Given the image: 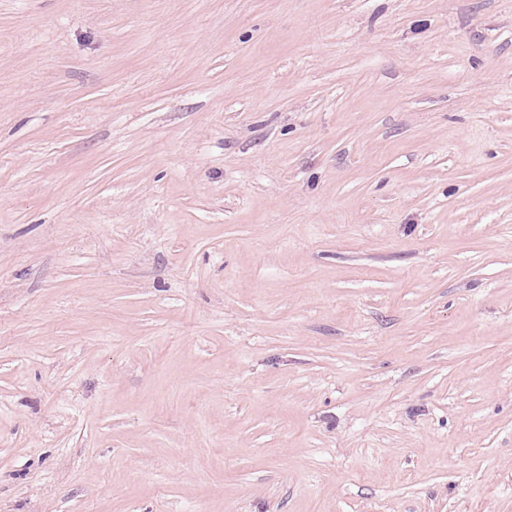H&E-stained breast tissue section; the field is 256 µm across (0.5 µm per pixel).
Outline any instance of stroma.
<instances>
[{
	"label": "stroma",
	"instance_id": "obj_1",
	"mask_svg": "<svg viewBox=\"0 0 512 512\" xmlns=\"http://www.w3.org/2000/svg\"><path fill=\"white\" fill-rule=\"evenodd\" d=\"M0 512H512V0H0Z\"/></svg>",
	"mask_w": 512,
	"mask_h": 512
}]
</instances>
